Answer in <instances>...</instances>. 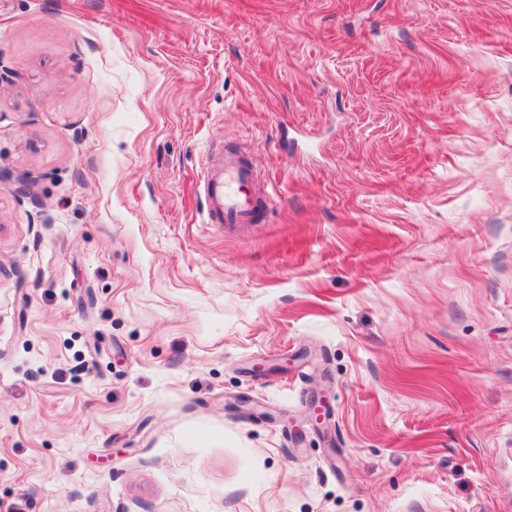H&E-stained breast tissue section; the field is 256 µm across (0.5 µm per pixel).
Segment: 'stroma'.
<instances>
[{
	"mask_svg": "<svg viewBox=\"0 0 512 512\" xmlns=\"http://www.w3.org/2000/svg\"><path fill=\"white\" fill-rule=\"evenodd\" d=\"M0 66V512H512V0H0ZM255 181V168L245 154L224 149L220 162L202 176L208 202L209 224H250L259 219L265 200L249 198L247 189Z\"/></svg>",
	"mask_w": 512,
	"mask_h": 512,
	"instance_id": "obj_1",
	"label": "stroma"
}]
</instances>
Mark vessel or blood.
<instances>
[{"label":"vessel or blood","instance_id":"1","mask_svg":"<svg viewBox=\"0 0 512 512\" xmlns=\"http://www.w3.org/2000/svg\"><path fill=\"white\" fill-rule=\"evenodd\" d=\"M254 181L255 168L245 154L225 150L220 162L202 176L209 223L249 224L258 220L266 202L248 196L247 190Z\"/></svg>","mask_w":512,"mask_h":512}]
</instances>
